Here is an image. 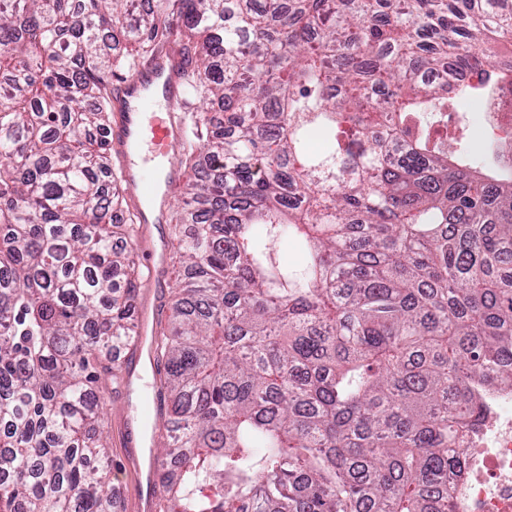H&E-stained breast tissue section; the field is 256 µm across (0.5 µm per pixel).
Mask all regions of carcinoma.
Returning a JSON list of instances; mask_svg holds the SVG:
<instances>
[{
    "instance_id": "1",
    "label": "carcinoma",
    "mask_w": 512,
    "mask_h": 512,
    "mask_svg": "<svg viewBox=\"0 0 512 512\" xmlns=\"http://www.w3.org/2000/svg\"><path fill=\"white\" fill-rule=\"evenodd\" d=\"M502 2L0 0V512L114 508L95 388L139 217L114 223L111 78L174 34L173 196L205 217L171 212L162 512H448L475 390L512 386V135L452 159L434 129L512 86L478 56ZM450 67L477 82L448 96Z\"/></svg>"
}]
</instances>
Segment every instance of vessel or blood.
<instances>
[{
    "label": "vessel or blood",
    "mask_w": 512,
    "mask_h": 512,
    "mask_svg": "<svg viewBox=\"0 0 512 512\" xmlns=\"http://www.w3.org/2000/svg\"><path fill=\"white\" fill-rule=\"evenodd\" d=\"M185 66L180 47L173 41L163 54L138 66L113 88L108 140L125 172L128 202L140 214L141 224L135 229L139 239L144 236L145 225L167 222L169 194L183 179L177 154L184 140L180 113L185 103L181 77ZM143 253L138 346L151 353L150 364L155 367L159 364L153 356L156 340L149 337L147 328L159 312L152 296L165 285L167 248L150 244ZM123 466L128 473L121 483L127 512H155L157 459L144 448L133 446L126 449Z\"/></svg>",
    "instance_id": "obj_1"
}]
</instances>
